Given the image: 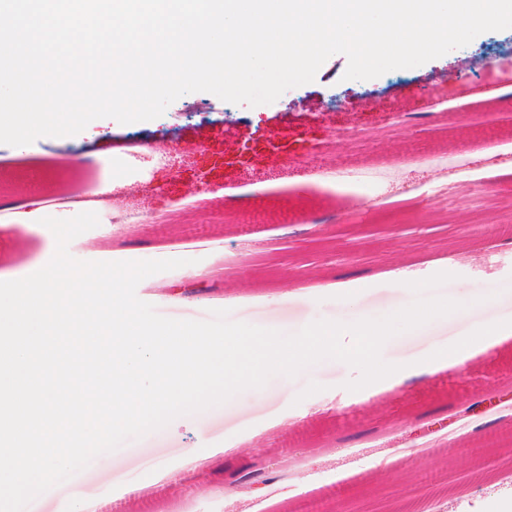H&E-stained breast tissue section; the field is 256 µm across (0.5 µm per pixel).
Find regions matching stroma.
Segmentation results:
<instances>
[{
    "label": "stroma",
    "instance_id": "stroma-1",
    "mask_svg": "<svg viewBox=\"0 0 512 512\" xmlns=\"http://www.w3.org/2000/svg\"><path fill=\"white\" fill-rule=\"evenodd\" d=\"M345 55L331 56L314 81L288 89L275 102L231 104L209 92L174 101L155 119L120 124L92 121L69 137H42L26 146L0 144V275L31 274L48 263L52 232L41 218H70L74 204L49 210L65 175L77 173L79 190L105 193L120 174L113 155L131 136L165 140L176 154L171 167L136 160L141 201L166 211L204 157L223 155L224 168L199 183L204 205L159 233L143 225L131 235L112 221L69 244L82 261L186 259V266L158 273L166 291L148 282L138 297L174 319L207 320L225 309L231 320L292 334L316 320L351 323L379 318L409 305L410 281L452 273L436 295L492 296L490 305L462 318L437 320L388 340L389 363L421 360L489 321L512 320V243L484 244L476 234L486 204L512 224V29L476 36L467 50H452L427 63L370 80H348ZM375 130L355 140L351 129ZM283 130V151L264 140ZM464 159L471 170L499 182L500 196L486 201L465 185L445 209L430 208L439 170ZM372 167L379 184L325 181L319 170ZM33 211L36 224L18 230L12 203ZM198 229L210 241L192 247ZM307 292L304 303L283 300L284 287ZM357 369L336 360L319 362L296 377H271L222 405L174 419L166 427L126 441L95 457L73 480L35 498L26 512H65L81 497L107 507L116 494L150 501L151 472L166 476L164 499L177 512H305L319 500L322 512H419L423 501L444 512H486L490 500L512 504V484L487 471L481 447L512 432V404L459 418L456 408L500 387L512 392V339L489 345L454 373L441 370L377 390L351 392L345 382ZM201 457L190 460L188 449ZM224 449L221 463L209 449ZM295 469L278 493L241 498L223 486L240 452ZM421 448L425 458H405ZM471 456L472 478L457 487L456 453ZM341 485L340 501L323 490Z\"/></svg>",
    "mask_w": 512,
    "mask_h": 512
}]
</instances>
